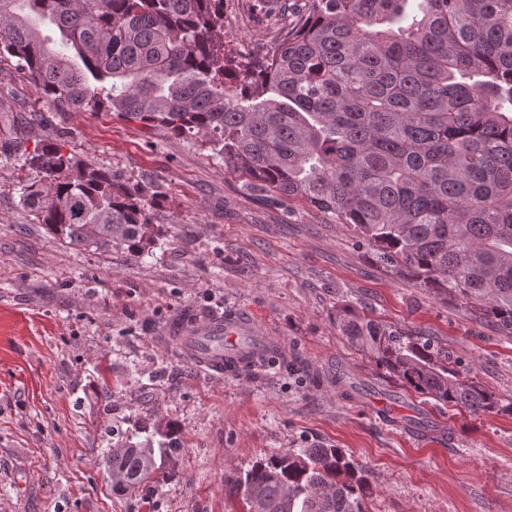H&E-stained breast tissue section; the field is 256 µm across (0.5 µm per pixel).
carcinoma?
I'll return each instance as SVG.
<instances>
[{
	"label": "carcinoma",
	"instance_id": "1",
	"mask_svg": "<svg viewBox=\"0 0 512 512\" xmlns=\"http://www.w3.org/2000/svg\"><path fill=\"white\" fill-rule=\"evenodd\" d=\"M269 56L224 47V0H0V61L62 111L107 110L205 139L253 198L298 200L419 288L512 338V0H305ZM49 21L85 70L51 54ZM20 203L69 246L141 257L158 194L49 137L22 154ZM336 325L403 386L472 414L503 408L430 343L348 306ZM123 490L155 449L102 460ZM247 512H363L371 486L339 448H297L237 480Z\"/></svg>",
	"mask_w": 512,
	"mask_h": 512
}]
</instances>
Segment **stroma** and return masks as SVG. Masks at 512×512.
I'll use <instances>...</instances> for the list:
<instances>
[{
    "label": "stroma",
    "instance_id": "stroma-1",
    "mask_svg": "<svg viewBox=\"0 0 512 512\" xmlns=\"http://www.w3.org/2000/svg\"><path fill=\"white\" fill-rule=\"evenodd\" d=\"M290 16L224 0L228 50L262 57ZM36 113L24 149L64 153L157 191L152 255L64 246L19 201L18 155H0V512H245L235 485L291 448L341 449L365 468L366 512H512V411L475 415L397 384L336 326L349 306L428 338L463 379L512 402V339L357 249L301 202L262 207L199 137L113 112H63L0 63V129ZM256 319L275 360L224 377L171 329L214 314ZM183 452L139 489L115 488L118 440Z\"/></svg>",
    "mask_w": 512,
    "mask_h": 512
}]
</instances>
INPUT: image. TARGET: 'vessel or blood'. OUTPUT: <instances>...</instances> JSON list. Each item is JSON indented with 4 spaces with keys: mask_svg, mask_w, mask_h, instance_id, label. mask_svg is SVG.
Masks as SVG:
<instances>
[{
    "mask_svg": "<svg viewBox=\"0 0 512 512\" xmlns=\"http://www.w3.org/2000/svg\"><path fill=\"white\" fill-rule=\"evenodd\" d=\"M176 339L191 361L217 374H232L266 352L264 337L254 332L251 318L211 316L176 327Z\"/></svg>",
    "mask_w": 512,
    "mask_h": 512,
    "instance_id": "b4317fda",
    "label": "vessel or blood"
}]
</instances>
